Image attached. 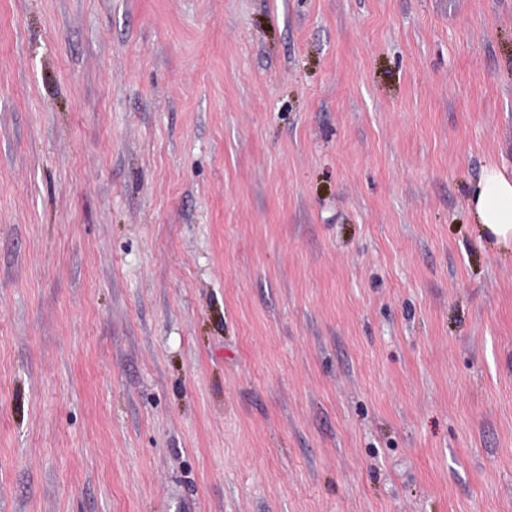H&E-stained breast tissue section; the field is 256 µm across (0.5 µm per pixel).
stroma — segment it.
Segmentation results:
<instances>
[{"label": "stroma", "instance_id": "stroma-1", "mask_svg": "<svg viewBox=\"0 0 512 512\" xmlns=\"http://www.w3.org/2000/svg\"><path fill=\"white\" fill-rule=\"evenodd\" d=\"M512 0H0V512H512ZM469 203L485 236L512 244V175L488 168L474 186Z\"/></svg>", "mask_w": 512, "mask_h": 512}]
</instances>
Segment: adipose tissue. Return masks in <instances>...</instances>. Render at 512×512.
<instances>
[{"mask_svg":"<svg viewBox=\"0 0 512 512\" xmlns=\"http://www.w3.org/2000/svg\"><path fill=\"white\" fill-rule=\"evenodd\" d=\"M469 203L485 236L512 243V175L488 168L474 186Z\"/></svg>","mask_w":512,"mask_h":512,"instance_id":"obj_1","label":"adipose tissue"}]
</instances>
